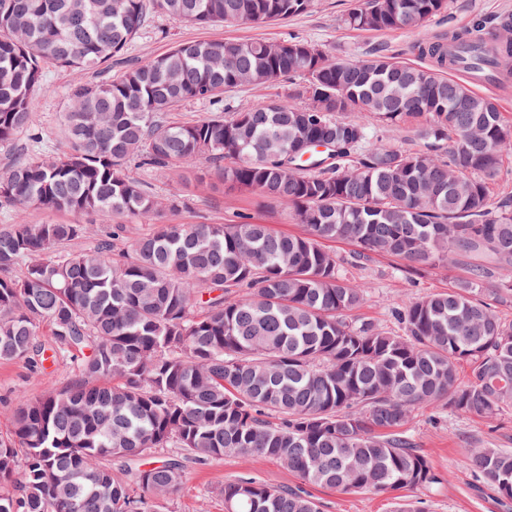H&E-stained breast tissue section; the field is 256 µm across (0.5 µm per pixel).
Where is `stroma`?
<instances>
[{
    "mask_svg": "<svg viewBox=\"0 0 512 512\" xmlns=\"http://www.w3.org/2000/svg\"><path fill=\"white\" fill-rule=\"evenodd\" d=\"M353 5L354 0H316L307 13L284 21L228 27L185 24L152 10L124 55L113 62L110 75L120 78L138 60L164 54L181 41L224 38L282 41L299 37L321 45L334 60L387 56L419 66L423 60L414 53L413 46L423 35L462 30L479 19L491 21L502 14H512V0H448L447 11L432 18L424 31L374 32L344 25L343 17ZM92 77L89 71L47 66L43 84L35 93L36 104L29 124L18 133L14 144L0 145V170L5 169L17 148H28L33 155L67 148L64 119L71 104V90ZM127 172L158 199L160 209L150 221L126 219V241L151 232L158 224H235L244 216L280 232L304 231L296 223L291 207L226 184L203 161L176 168L144 167L133 161ZM25 218L33 224L57 221L85 225L84 236L70 244L74 251L93 247L110 230L94 214L59 215L31 209ZM327 247L343 262L351 282L368 288L364 304L351 312V320L369 321L387 331L398 330L391 312L403 302L448 290L469 277L465 266L448 261L414 272L394 256L374 255L355 260L356 248L346 242L331 241ZM74 378L75 370L68 361L43 366L24 359L0 361V437L10 436L12 414L20 399L39 397L48 386L60 388ZM408 429L440 476L441 482L433 490L402 489L395 494L343 492L304 482L277 460L233 455L206 462L183 460L185 480L178 492L161 500V512H225L218 487L239 477L301 489L319 505L321 512H392V503L397 498L420 502L423 512H512V499L500 498L492 484L473 471L467 455L469 449L487 446L512 451V409L495 420L484 421L429 405L413 412Z\"/></svg>",
    "mask_w": 512,
    "mask_h": 512,
    "instance_id": "obj_1",
    "label": "stroma"
}]
</instances>
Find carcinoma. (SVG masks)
Wrapping results in <instances>:
<instances>
[{
	"label": "carcinoma",
	"mask_w": 512,
	"mask_h": 512,
	"mask_svg": "<svg viewBox=\"0 0 512 512\" xmlns=\"http://www.w3.org/2000/svg\"><path fill=\"white\" fill-rule=\"evenodd\" d=\"M314 0H0V144L27 126L47 64L105 71L147 12L201 26L288 19ZM448 0H364L354 29L417 31ZM512 15L415 44L432 67L378 56L332 60L318 44L191 40L118 80L74 86L69 152L19 157L0 174V205L149 219L160 203L127 174L209 162L224 182L294 209L305 232L267 224H160L114 254L116 232L71 252L81 224L0 227V360L81 354L77 378L17 405L0 438V512H156L183 483L175 458L112 473L109 461L175 448L197 461L273 458L302 480L343 491L430 490L439 484L408 434L426 405L482 420L512 407V322L479 281L506 271L512 301V195L491 184L512 155L497 103L446 74L450 47L474 65L512 64ZM298 75L288 97L227 116L168 122L191 100ZM412 127L398 150L376 130ZM323 147L324 151L317 150ZM357 258L394 255L421 270L473 261L470 278L395 310L403 334L346 315L366 291L323 242ZM21 275H14L18 266ZM49 348L37 344L40 325ZM466 364L470 378L460 379ZM472 467L512 498V453L469 451ZM21 479H15L17 470ZM225 512H319L299 489L226 480Z\"/></svg>",
	"instance_id": "1"
}]
</instances>
